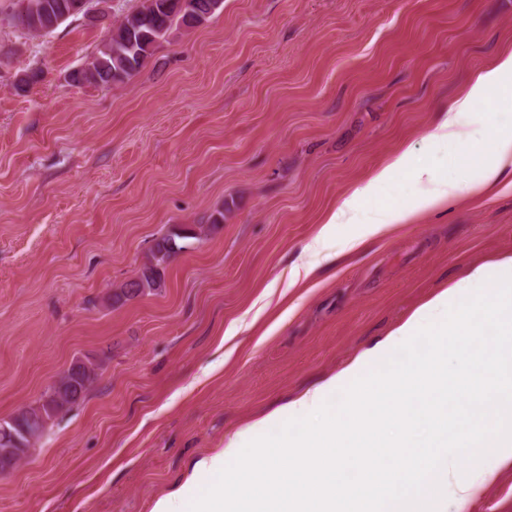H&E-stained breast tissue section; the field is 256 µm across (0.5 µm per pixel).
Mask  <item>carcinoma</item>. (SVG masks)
Masks as SVG:
<instances>
[{
  "label": "carcinoma",
  "mask_w": 512,
  "mask_h": 512,
  "mask_svg": "<svg viewBox=\"0 0 512 512\" xmlns=\"http://www.w3.org/2000/svg\"><path fill=\"white\" fill-rule=\"evenodd\" d=\"M71 0H42L44 13L33 20L20 13L14 15L28 30L40 33L50 32L62 21L71 17L68 4ZM223 0H145L143 6L123 17L112 29V34L86 67L71 75L74 82L95 84H116L132 76L159 39L163 38L173 25L200 23L221 8ZM183 238L178 233L168 234L154 245L151 258L125 282L112 296V303L122 304L130 298L151 293L163 284L170 258L185 249L177 244ZM100 365L89 359L82 365L69 367L57 381L42 395L38 405L19 410L15 432L19 439L32 448L51 429L54 421L67 413L82 400L99 375Z\"/></svg>",
  "instance_id": "1"
}]
</instances>
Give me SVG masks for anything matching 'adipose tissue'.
<instances>
[{
    "label": "adipose tissue",
    "mask_w": 512,
    "mask_h": 512,
    "mask_svg": "<svg viewBox=\"0 0 512 512\" xmlns=\"http://www.w3.org/2000/svg\"><path fill=\"white\" fill-rule=\"evenodd\" d=\"M512 97V52L500 57L497 64L480 73L462 92L460 101L451 107L443 121L428 135L429 141L449 146L465 143L467 159L481 168L479 181L439 175L418 166L412 149L394 155L384 166L371 173L368 180L353 190L327 218V226L346 224L350 215L364 202L376 198L398 174L407 172L421 190L404 208L382 206L365 226L366 235L377 234L391 224L407 223L413 215L437 207L451 197L467 194L486 195L496 189L503 171L512 166V126L496 124L491 113L475 117L470 106L490 95Z\"/></svg>",
    "instance_id": "obj_1"
}]
</instances>
